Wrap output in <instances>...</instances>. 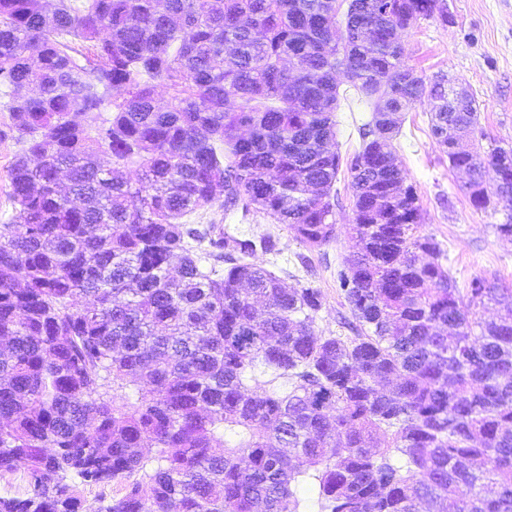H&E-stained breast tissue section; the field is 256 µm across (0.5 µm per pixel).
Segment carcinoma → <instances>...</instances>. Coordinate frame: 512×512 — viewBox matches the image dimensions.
Listing matches in <instances>:
<instances>
[{"instance_id": "carcinoma-1", "label": "carcinoma", "mask_w": 512, "mask_h": 512, "mask_svg": "<svg viewBox=\"0 0 512 512\" xmlns=\"http://www.w3.org/2000/svg\"><path fill=\"white\" fill-rule=\"evenodd\" d=\"M378 2L340 20L339 0H0L26 144L0 224V476L29 485L0 512H93L70 474L115 486L106 512H512V289L460 293L417 234L400 124L381 128L428 100L481 210L512 206L484 182L512 186V147L456 152L475 101L453 107L444 74L402 76L400 32L446 19L444 0ZM340 70L371 107L349 163L358 251L338 272L351 336L316 331L321 290L255 260L271 235L182 222L219 203L310 249L335 238ZM487 301L495 320L477 317Z\"/></svg>"}]
</instances>
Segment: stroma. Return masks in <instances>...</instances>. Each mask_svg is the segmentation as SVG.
<instances>
[{
	"label": "stroma",
	"instance_id": "stroma-1",
	"mask_svg": "<svg viewBox=\"0 0 512 512\" xmlns=\"http://www.w3.org/2000/svg\"><path fill=\"white\" fill-rule=\"evenodd\" d=\"M447 21L423 20L403 31L404 64L425 80L446 74L471 93L478 107V126L469 144L480 151L512 147V0H445ZM0 87V224L12 223L17 210L10 198L8 171L23 145L16 139L10 112ZM364 100H341L336 112V142L342 157L359 147L356 125L369 119ZM406 184L419 197L420 234L433 236L448 253V268L457 288L466 289L473 278L497 280L512 288V241L498 236L496 225L505 223L507 211L476 209L466 189L467 176L451 169L446 151L430 133V105H415L402 116V133L394 141ZM351 173L341 168L336 181L335 238L311 249L289 229L266 214L253 210L224 211L220 206L190 216L193 224H214L241 239L272 235L274 252L264 254L266 268L288 286L320 289L324 305L316 318L323 333H342L348 309L340 295L337 272L356 249L348 226L352 221Z\"/></svg>",
	"mask_w": 512,
	"mask_h": 512
}]
</instances>
